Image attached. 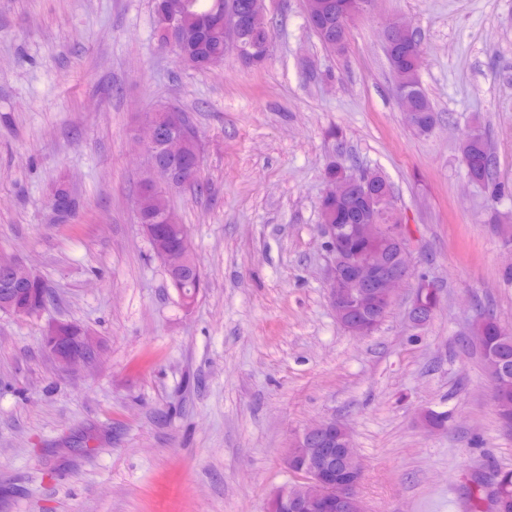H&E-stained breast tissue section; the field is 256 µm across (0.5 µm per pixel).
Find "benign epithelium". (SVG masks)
Wrapping results in <instances>:
<instances>
[{
    "label": "benign epithelium",
    "mask_w": 512,
    "mask_h": 512,
    "mask_svg": "<svg viewBox=\"0 0 512 512\" xmlns=\"http://www.w3.org/2000/svg\"><path fill=\"white\" fill-rule=\"evenodd\" d=\"M373 0H348L346 18L353 21L364 15ZM264 0L246 13L234 9L224 11V42L237 58L250 66L259 62L261 53L247 41L246 31L264 23ZM413 34L410 26L400 23L386 25L385 48L391 50L407 36ZM183 116L171 107L153 113L145 120L146 136L143 154H153L160 142H165L168 152H181L183 135L179 132ZM325 188L322 197L338 202H348L355 197L367 206L382 213L383 224H323L322 236L334 256V266L328 281L329 298L336 318L342 327L354 336H368L380 325L394 301V292L400 283L413 275L406 245L407 225L393 195L377 190L374 174L367 170L348 174L338 173L324 176ZM76 208V197L71 194L55 198L50 204L53 219L59 223L67 221ZM350 239L373 241L382 239L394 249L393 258L378 262L367 252L358 253L347 246ZM438 289L433 282L422 277L414 290L408 311L409 322L424 328L433 320L437 306ZM39 310L31 297L21 296V290L7 293L0 298V311L17 316H28ZM45 345L55 361L67 370H79L95 363L91 354L97 351L96 344L86 331L66 322H53L46 331ZM338 432V440L351 439L348 429L332 419L322 420L305 428L295 436L283 463L291 472L301 476L303 484L318 487L326 485L324 476L336 465L335 443L331 432ZM360 482L336 484L317 499V503L338 505L348 512H364L358 494ZM281 512H312L314 503L291 494L288 488L276 490L270 498L268 509Z\"/></svg>",
    "instance_id": "7a95c632"
}]
</instances>
